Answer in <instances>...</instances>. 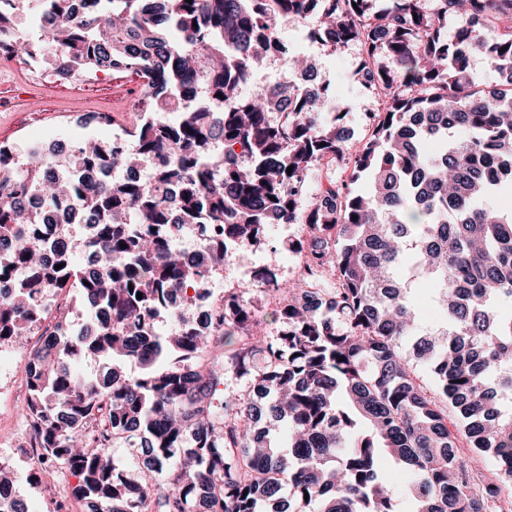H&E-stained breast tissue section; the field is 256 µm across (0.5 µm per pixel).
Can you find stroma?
Listing matches in <instances>:
<instances>
[{
  "label": "stroma",
  "instance_id": "obj_1",
  "mask_svg": "<svg viewBox=\"0 0 512 512\" xmlns=\"http://www.w3.org/2000/svg\"><path fill=\"white\" fill-rule=\"evenodd\" d=\"M320 71L329 79L338 102L348 106L343 119L350 135L346 141L348 154H355L369 136L365 116L377 111L379 98L364 90L353 79V72L360 63L358 46L349 45L338 49L323 46L317 48ZM142 98L140 78L130 72L100 73L89 81L53 80L48 91L29 100L26 111H12L8 102L0 100V143L15 150H27L36 135L45 128L68 136L73 142L108 140L111 128L91 124L90 111L108 109L114 112L118 122H126L131 111L138 107ZM290 239L285 238L279 227L264 225L257 241L242 243L239 256L255 264L273 265L279 270V279L293 282V251ZM13 382L0 394V465L9 468L16 479H24L27 468L12 445V439L25 422L22 403L26 396L23 367H15ZM71 474L42 477L38 485L25 487L23 496L29 512H59L58 498L64 487L73 484Z\"/></svg>",
  "mask_w": 512,
  "mask_h": 512
}]
</instances>
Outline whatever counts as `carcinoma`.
I'll list each match as a JSON object with an SVG mask.
<instances>
[{"label": "carcinoma", "instance_id": "cac0c4a2", "mask_svg": "<svg viewBox=\"0 0 512 512\" xmlns=\"http://www.w3.org/2000/svg\"><path fill=\"white\" fill-rule=\"evenodd\" d=\"M54 73L128 71L142 79L126 135L71 146L54 166L30 150L0 147L14 170L0 188V251L13 288L0 293V343L45 336L25 367V411L54 469L78 478L87 512H399L388 462L409 476L413 512H504L512 486V0H35ZM16 0H0V31ZM319 11L333 47L362 49L382 108L363 147L345 159L340 120L308 100L271 121L279 102L260 87L241 94L265 60L277 20ZM455 20L454 37L445 34ZM481 54L496 74L473 72ZM214 96L175 104L186 86ZM147 182L96 180L82 168L133 170ZM347 161L348 180L306 202L309 172ZM292 170H287V167ZM44 204L73 196L93 225L83 237L98 270L83 276L69 238L47 265ZM357 219H352V216ZM218 224L224 239L188 257L183 224ZM264 224H305L306 276L261 330L232 294L202 314L174 315L165 297L187 296L224 267L226 249ZM126 247H120V244ZM330 273L338 287L310 284ZM432 282L440 311L428 324L412 282ZM72 288L87 321L77 332L43 327L45 293ZM142 298H137V293ZM154 330L147 347L137 338ZM345 360H340V357ZM110 365L78 378L74 358ZM140 372L124 376L118 364ZM248 384L241 397L219 385ZM475 457L495 478L475 484L448 429V408ZM127 449L134 466L109 457Z\"/></svg>", "mask_w": 512, "mask_h": 512}]
</instances>
